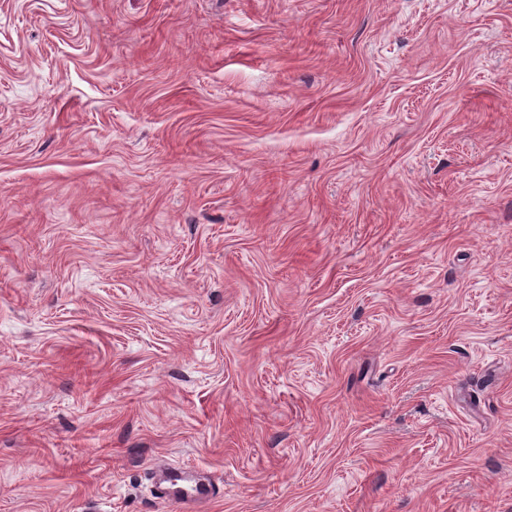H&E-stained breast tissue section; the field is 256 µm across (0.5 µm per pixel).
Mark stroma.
Here are the masks:
<instances>
[{
    "instance_id": "1",
    "label": "stroma",
    "mask_w": 512,
    "mask_h": 512,
    "mask_svg": "<svg viewBox=\"0 0 512 512\" xmlns=\"http://www.w3.org/2000/svg\"><path fill=\"white\" fill-rule=\"evenodd\" d=\"M512 512V0H0V512ZM196 469L158 468L155 471V488L160 499L176 503L187 509L214 499V488L207 476L203 479L186 474Z\"/></svg>"
}]
</instances>
